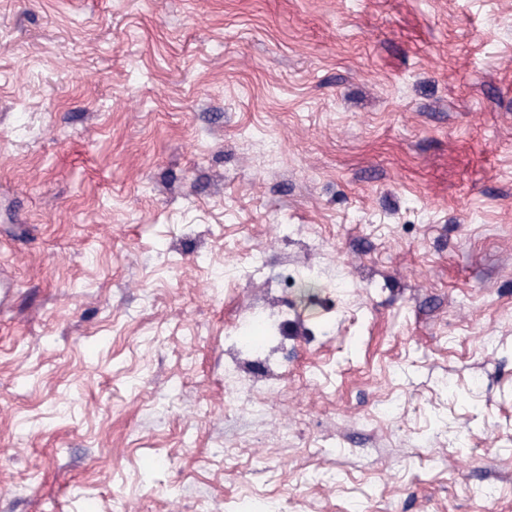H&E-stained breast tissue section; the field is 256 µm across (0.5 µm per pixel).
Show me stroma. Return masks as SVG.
I'll use <instances>...</instances> for the list:
<instances>
[{
  "label": "stroma",
  "mask_w": 512,
  "mask_h": 512,
  "mask_svg": "<svg viewBox=\"0 0 512 512\" xmlns=\"http://www.w3.org/2000/svg\"><path fill=\"white\" fill-rule=\"evenodd\" d=\"M0 269V512H512V0H0Z\"/></svg>",
  "instance_id": "35a3bbf8"
}]
</instances>
